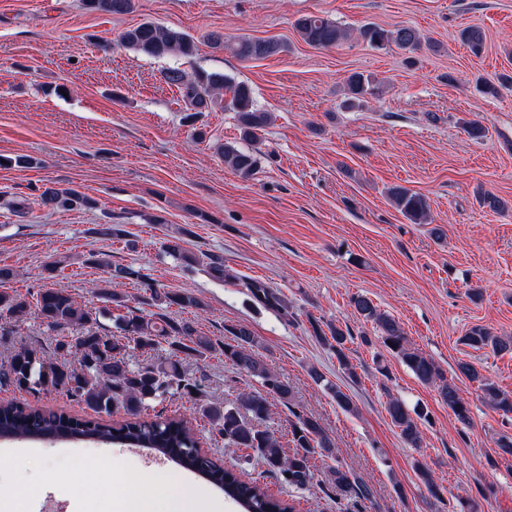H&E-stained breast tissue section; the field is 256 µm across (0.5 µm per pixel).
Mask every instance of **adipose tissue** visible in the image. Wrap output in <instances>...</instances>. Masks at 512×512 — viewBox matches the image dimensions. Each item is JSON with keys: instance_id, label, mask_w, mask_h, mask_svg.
<instances>
[{"instance_id": "ef3b65f1", "label": "adipose tissue", "mask_w": 512, "mask_h": 512, "mask_svg": "<svg viewBox=\"0 0 512 512\" xmlns=\"http://www.w3.org/2000/svg\"><path fill=\"white\" fill-rule=\"evenodd\" d=\"M120 503V512H182L184 505H194L196 512H207L196 502L195 491L178 485L165 474H125L112 484Z\"/></svg>"}]
</instances>
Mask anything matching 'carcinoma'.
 I'll use <instances>...</instances> for the list:
<instances>
[{
	"instance_id": "obj_1",
	"label": "carcinoma",
	"mask_w": 512,
	"mask_h": 512,
	"mask_svg": "<svg viewBox=\"0 0 512 512\" xmlns=\"http://www.w3.org/2000/svg\"><path fill=\"white\" fill-rule=\"evenodd\" d=\"M92 11L123 15L133 9V0H85ZM299 37L315 48H331L350 37L349 31L327 17L304 15L295 22ZM360 37L375 49L396 47L413 52L421 45L418 30L409 25L390 29L366 25ZM463 42L475 53L481 51L485 34L478 27H468L461 33ZM207 40L213 48L222 50L241 61L259 60L280 54L286 46L273 39L238 37L226 40L224 35L212 32ZM120 42L126 48L153 58L192 59L197 51V40L175 28L144 21L121 33ZM165 82L178 90L187 118L201 112L231 109L236 112L241 139L255 143L259 132L271 123V115L255 105L253 90L245 82L221 72L198 68L188 73L173 66L163 72ZM375 80L370 75L354 73L347 80V96L343 107L360 106L367 95L374 94ZM224 165L241 178L251 177L260 164V153L255 148H242L226 142L219 148ZM389 198L407 220L426 224L430 209L426 199L402 186L389 190ZM41 203L52 209L89 207L91 200L73 187H47L40 193ZM165 251L173 258L191 265L199 260L184 247L182 236H172L165 242ZM210 275L218 280L227 277L224 257L206 255ZM95 262L109 269L113 279H130L139 283L142 301L158 309L154 314L129 308L115 321L117 333L101 335L97 330V311L78 304L66 292L45 288L37 294L35 304L25 297L0 291V311L22 318L34 311L50 330L60 333L56 339L57 356L51 357L28 346L15 350L8 360L0 363V386H12L18 391L36 394L51 388L86 405L95 413L111 414L123 409L129 418L110 424L101 418H79L46 407L27 403L0 404V436L39 439L49 435L57 440H78L119 443L132 448H150L167 459H177L179 466L189 471H200L211 482L224 490V495L235 501L242 512H293V507L281 498L269 494L257 482L246 480L236 470L219 461L200 457L195 448L199 438L190 421L161 414L150 419L141 417L142 409L171 392L192 398L196 412L208 420L211 429L224 438L230 448H244L256 453L269 470L289 486L302 490L313 478L311 460L315 449L334 454V443L325 433L317 417L288 408L292 453L285 454L274 432L263 427L270 416L268 397L274 396L288 404L292 389L288 382L273 371L256 350V338L248 326L232 324L224 327L225 341L218 344L198 332L186 321H175L167 316L172 307L197 309L201 300L189 291L172 292L158 288L141 271L130 266H112L105 258ZM252 298L267 309L288 314V302L276 289L262 280L246 284ZM355 312L375 325L382 346L405 364L422 382L437 387L442 403L448 406L462 424L470 423L469 403L461 396L454 382L448 380L435 361L411 346L400 324L382 312L364 295L351 298ZM318 336L336 354L339 364L355 376L345 354L349 332L339 326L329 327V333L314 329ZM170 346V359L133 367L127 360V349L154 350L159 340ZM466 346L479 350L489 348L497 353H512V338L498 336L483 325H475L465 334ZM224 356V362L237 371L255 378L264 393L243 392L239 403L220 406L212 403L198 385L181 371L187 359L204 360L214 353ZM459 373L477 384L484 399L496 410L512 413V392L500 389L481 368L470 362L458 364ZM385 411L405 444L419 448L422 435L419 420L422 414L411 413L407 405L391 398ZM330 489L338 500L353 498L367 500L371 487L360 477L341 468L331 471Z\"/></svg>"
}]
</instances>
